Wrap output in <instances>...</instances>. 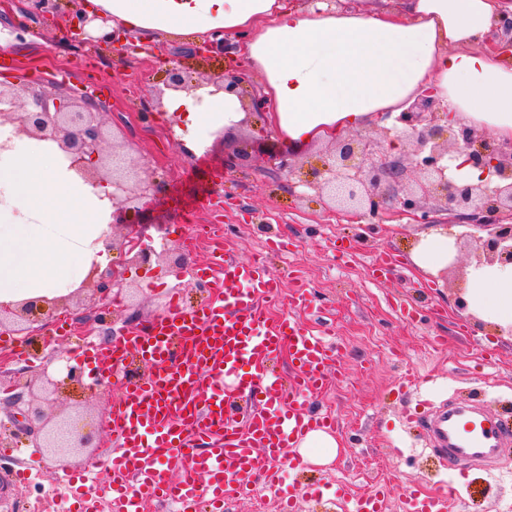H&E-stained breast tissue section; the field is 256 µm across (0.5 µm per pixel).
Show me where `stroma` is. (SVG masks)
I'll list each match as a JSON object with an SVG mask.
<instances>
[{
    "label": "stroma",
    "instance_id": "1",
    "mask_svg": "<svg viewBox=\"0 0 512 512\" xmlns=\"http://www.w3.org/2000/svg\"><path fill=\"white\" fill-rule=\"evenodd\" d=\"M39 31L40 40L26 42L25 29ZM62 29L51 17L39 15L31 0H9L0 7V38L11 40V69H0V82L31 85L46 93L92 94L101 105V118L127 144L136 160H159L167 171L164 191L132 222L149 220L153 238L165 237L172 247L199 264L202 250L194 246L200 225L212 223L213 191L224 194L221 220L228 245L240 259L266 257L273 275L291 291L303 281L311 292L312 313L299 318L313 332L342 344L345 377L331 383L311 407L333 412L338 442L328 461L321 449L311 460L289 471L298 491L297 512H353L362 491L377 486L387 493L385 512H402L404 488L424 494L452 482L454 474L432 451L425 430L409 419L419 407L433 412L448 403L473 404L491 418L512 427V334L482 322L472 323L459 312L460 286L471 266L466 247H458L448 275L417 278L410 250L424 226L412 216L387 211L382 222L324 206L315 191L295 184L254 152L229 166L231 150L213 135L191 152L185 147L188 130L178 115L141 121L148 102L165 83L158 58H179L192 76L221 73L232 58L201 60L193 45L173 43L153 54H124L120 48L85 46L77 56L55 52ZM164 286H152L151 275L131 272L120 304L112 308V334L122 332L129 315L148 322L168 306L170 285H178L185 305L204 301L207 294L194 278L175 281L162 270ZM91 292L59 302L52 323L40 335H15L0 341L17 358L11 373L0 374V387L29 382L31 365L59 376L62 357L78 352L85 341L76 324L90 311ZM428 377L421 387L400 389L407 374ZM120 387L110 379L65 383L52 396L56 412L81 414L86 432L98 447L97 463L73 459L74 473L92 471L93 490L108 478L113 435L105 415ZM0 438L17 446L0 457V512H29L40 501L42 512H60L67 494L47 469L29 434L13 427L0 409ZM466 478L460 496L447 512H512V446L496 464L461 465ZM341 481L348 500L333 494L308 496L310 485Z\"/></svg>",
    "mask_w": 512,
    "mask_h": 512
}]
</instances>
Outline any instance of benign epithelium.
<instances>
[{
  "instance_id": "obj_1",
  "label": "benign epithelium",
  "mask_w": 512,
  "mask_h": 512,
  "mask_svg": "<svg viewBox=\"0 0 512 512\" xmlns=\"http://www.w3.org/2000/svg\"><path fill=\"white\" fill-rule=\"evenodd\" d=\"M488 44L494 49L512 48V19L505 16L493 28ZM167 75L166 89L196 94L208 89V94L242 95L243 76L240 72L195 78L188 75L176 59H163ZM24 96L16 85L0 83V126H12L16 137L50 141L70 161L75 170L90 185L106 186L105 197L112 205V226L126 224V215L144 205V200L160 193L164 182L134 163L129 147L112 143L105 151L110 132L97 117V103L87 95L79 98L50 95L24 87ZM405 140L414 143L406 158L392 156V151ZM278 169L288 179H297L298 164L293 155L270 147ZM463 159L462 165L482 170L477 183H458L448 175L444 160ZM298 183L314 190L330 209L378 219L388 210L417 216L424 224L429 220L427 199L432 198L440 210L458 216L476 232L467 234L476 265L512 264V141H499L467 126L457 129L450 124L448 107L435 98L434 89L422 87L413 102L395 117V124L384 129L383 142L369 138L341 136L312 166L306 178ZM123 264L135 266L187 265L184 254L170 250L157 252L152 248H137L133 236L126 235L120 244ZM124 273L114 267L102 272L91 267L89 285L97 298L93 322L101 327L112 313V289L123 286ZM52 308H42L34 302L0 306V329L18 336H32L41 331ZM42 394L30 392L34 401L50 403V395L58 387L47 372L36 374ZM24 394L9 389L0 399V406L16 420L12 410ZM35 424L25 417L26 430L34 437V447L41 448L47 465L56 470L71 466V458L92 447L91 439L78 428L71 416L36 411Z\"/></svg>"
}]
</instances>
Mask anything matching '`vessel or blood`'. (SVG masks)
<instances>
[{
    "label": "vessel or blood",
    "mask_w": 512,
    "mask_h": 512,
    "mask_svg": "<svg viewBox=\"0 0 512 512\" xmlns=\"http://www.w3.org/2000/svg\"><path fill=\"white\" fill-rule=\"evenodd\" d=\"M195 277L213 286V296L195 308L170 298L147 331L114 340L103 362L88 370L109 374L123 388L111 409L116 446L104 497L113 512H143L149 498L175 504L176 512H224L259 481L286 501L284 512H295L282 465L287 449L310 431L336 424L306 407L327 384L335 347L296 316L310 305L308 290L282 297L262 259L243 261L225 248ZM284 352L295 369L286 383L273 370ZM133 355L149 373L131 381L125 364ZM424 427L451 466L496 458L512 439V429L467 404L425 418ZM171 460L179 477L165 468ZM61 480L73 512H99L100 497L83 492L78 476ZM447 500L410 489L405 512H445Z\"/></svg>",
    "instance_id": "b4317fda"
}]
</instances>
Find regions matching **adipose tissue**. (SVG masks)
<instances>
[{"instance_id": "ef3b65f1", "label": "adipose tissue", "mask_w": 512, "mask_h": 512, "mask_svg": "<svg viewBox=\"0 0 512 512\" xmlns=\"http://www.w3.org/2000/svg\"><path fill=\"white\" fill-rule=\"evenodd\" d=\"M109 28L148 41H219L245 35L247 60L267 79L269 127L302 150L363 127L431 86L455 120L512 139V64L487 51L496 13L512 0H358L336 12L321 0H83ZM195 150L244 117L233 94L172 95ZM105 187L74 171L56 144L14 140L0 152V304L58 300L106 263L112 210ZM456 249L443 228L421 233L410 260L422 275L447 268ZM468 314L512 329V265L471 268L462 285Z\"/></svg>"}]
</instances>
